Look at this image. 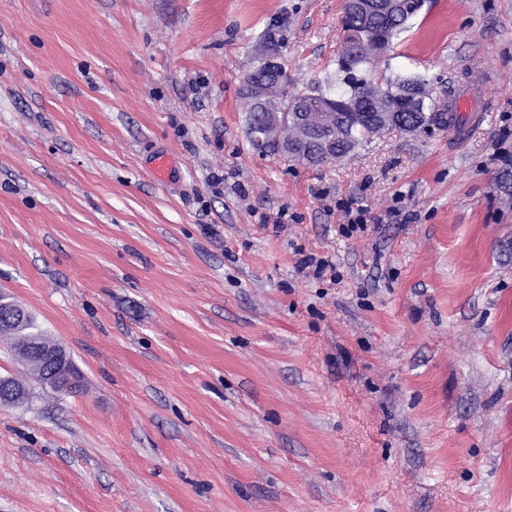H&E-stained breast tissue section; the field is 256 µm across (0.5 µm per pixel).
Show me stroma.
Wrapping results in <instances>:
<instances>
[{
	"instance_id": "stroma-1",
	"label": "stroma",
	"mask_w": 512,
	"mask_h": 512,
	"mask_svg": "<svg viewBox=\"0 0 512 512\" xmlns=\"http://www.w3.org/2000/svg\"><path fill=\"white\" fill-rule=\"evenodd\" d=\"M344 6L0 0V291L84 383L0 341V512H512V0H425L372 65L457 124L256 148L246 77L335 71ZM18 350L19 357L28 365L34 357L41 361L42 368L39 371L41 381L55 383L64 391H75L79 385V377L70 368L68 353L62 346L52 342L48 349H44L39 342L22 340L18 344Z\"/></svg>"
}]
</instances>
